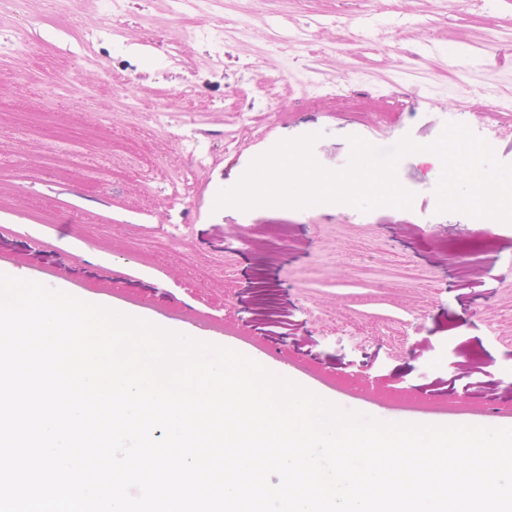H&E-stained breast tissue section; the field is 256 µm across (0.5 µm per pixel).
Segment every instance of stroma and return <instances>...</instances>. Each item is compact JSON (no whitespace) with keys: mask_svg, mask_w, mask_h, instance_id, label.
<instances>
[{"mask_svg":"<svg viewBox=\"0 0 512 512\" xmlns=\"http://www.w3.org/2000/svg\"><path fill=\"white\" fill-rule=\"evenodd\" d=\"M188 24L203 36L185 37ZM305 29L311 45L293 56ZM65 69L78 86L60 96ZM266 85L272 117L242 130L239 108L266 106ZM155 110L172 131L147 128ZM453 119L483 124L512 164V0H213L185 24L170 0H123L113 21L100 0L53 13L0 0V273L105 308L136 303L151 323L214 339L226 321L268 351L424 397L512 405V234L438 212V179L415 154L397 166L407 209L214 205L280 141L314 136L315 160L337 171L351 137L429 144ZM74 131L89 148L80 171L60 157ZM157 166L189 183L176 207ZM173 222L179 250L147 266L133 242ZM101 224L114 237L94 235ZM193 266L208 289L185 279Z\"/></svg>","mask_w":512,"mask_h":512,"instance_id":"35a3bbf8","label":"stroma"}]
</instances>
